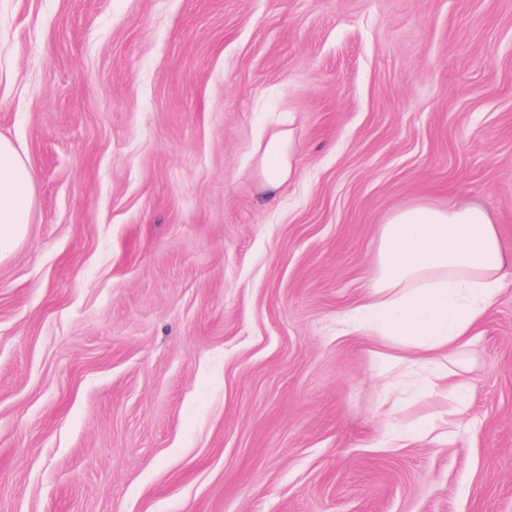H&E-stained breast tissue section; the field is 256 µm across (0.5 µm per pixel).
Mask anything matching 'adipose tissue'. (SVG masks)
Returning a JSON list of instances; mask_svg holds the SVG:
<instances>
[{"label": "adipose tissue", "mask_w": 512, "mask_h": 512, "mask_svg": "<svg viewBox=\"0 0 512 512\" xmlns=\"http://www.w3.org/2000/svg\"><path fill=\"white\" fill-rule=\"evenodd\" d=\"M261 187L276 191L297 175L292 137L279 132L258 148ZM33 171L12 142L0 137V261L25 238L33 207ZM512 250L503 246L491 214L462 200L439 208L416 203L392 212L381 228L362 304L342 319L345 331L379 340L408 367L412 397L436 392L459 400L468 386L460 354L507 281ZM398 382L381 402L398 432L418 441L438 431L435 419L406 425Z\"/></svg>", "instance_id": "ef3b65f1"}]
</instances>
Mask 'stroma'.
I'll use <instances>...</instances> for the list:
<instances>
[{"mask_svg":"<svg viewBox=\"0 0 512 512\" xmlns=\"http://www.w3.org/2000/svg\"><path fill=\"white\" fill-rule=\"evenodd\" d=\"M0 136V512H512V284L447 441L380 444L398 368L336 332L398 208L512 249V0H0ZM257 152L260 185L269 191V196H273L284 182L297 175L293 164L291 132L273 134L264 145L260 144ZM33 171L12 142L0 137V261L25 238L33 207Z\"/></svg>","mask_w":512,"mask_h":512,"instance_id":"1","label":"stroma"}]
</instances>
